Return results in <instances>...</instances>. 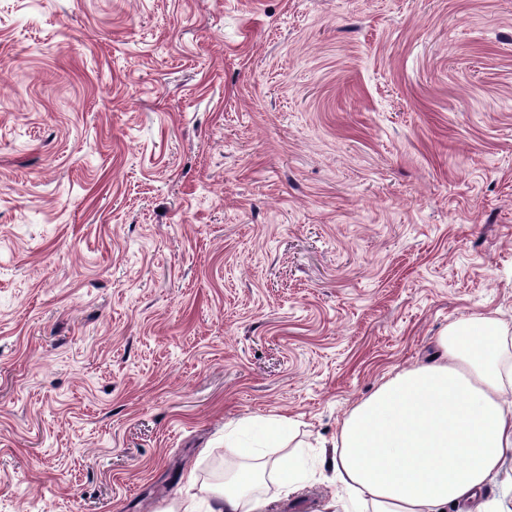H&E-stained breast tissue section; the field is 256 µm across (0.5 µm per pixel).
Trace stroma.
Wrapping results in <instances>:
<instances>
[{"mask_svg": "<svg viewBox=\"0 0 512 512\" xmlns=\"http://www.w3.org/2000/svg\"><path fill=\"white\" fill-rule=\"evenodd\" d=\"M474 313L512 0H0V512H207L281 414L271 512H328L346 414ZM299 420L294 416L280 415L275 418H257L243 423L248 429L246 440L240 438L238 428L226 431L224 427V445L228 448H239V454L246 460L256 459L262 448L269 446L278 440L283 434L288 433V438L299 425Z\"/></svg>", "mask_w": 512, "mask_h": 512, "instance_id": "35a3bbf8", "label": "stroma"}]
</instances>
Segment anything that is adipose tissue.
Listing matches in <instances>:
<instances>
[{"mask_svg": "<svg viewBox=\"0 0 512 512\" xmlns=\"http://www.w3.org/2000/svg\"><path fill=\"white\" fill-rule=\"evenodd\" d=\"M298 424L260 417L225 431V447L248 464L209 512H269L259 493L269 476L285 494L300 492L298 457L257 458ZM332 466L337 512H512L484 496L496 481L512 495V329L489 314L449 325L429 363L396 373L345 416Z\"/></svg>", "mask_w": 512, "mask_h": 512, "instance_id": "obj_1", "label": "adipose tissue"}]
</instances>
